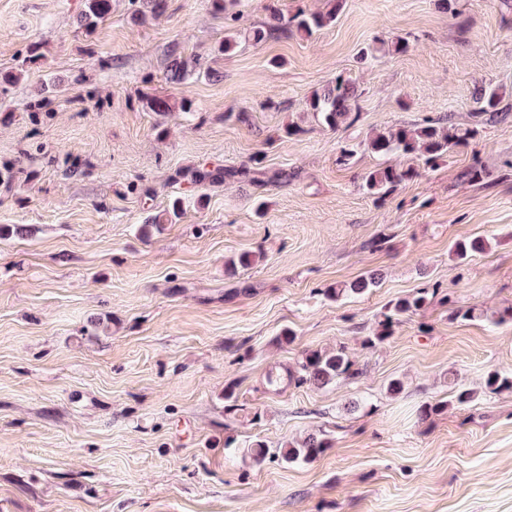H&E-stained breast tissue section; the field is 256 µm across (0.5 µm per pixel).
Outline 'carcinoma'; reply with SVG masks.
Instances as JSON below:
<instances>
[{
  "label": "carcinoma",
  "instance_id": "1",
  "mask_svg": "<svg viewBox=\"0 0 512 512\" xmlns=\"http://www.w3.org/2000/svg\"><path fill=\"white\" fill-rule=\"evenodd\" d=\"M166 0H141V5L136 10L133 19L144 23L164 12ZM343 8V0H329L326 11L306 13L300 11L292 17H285L278 10L273 9L270 18L273 27L287 29L295 28L307 36L315 31L336 22ZM111 10V0H84V8L80 14V26L89 31L102 23ZM268 33L264 27H255L245 32L232 30L224 37V42L219 50L224 53L231 52L241 44L263 42ZM407 50V44L401 39L385 40L377 39L374 44L363 51V57L374 56L377 53L393 54L403 53ZM170 72V80L181 83L188 77L200 74L203 64L195 57H182L173 55L167 65ZM357 98V88L352 79L343 74L337 75L322 91L315 92L306 102L307 111L320 119L331 129L341 126L347 128L354 126L360 118V114L354 111ZM503 92L498 88H484L479 97L480 107L478 111L471 113V120L465 125H457L452 122L442 125V122H433L429 119L421 124L411 127L399 126L385 131L377 132L368 138L351 145L345 146L337 161L341 164L350 163L360 151H370L378 155L397 153L407 160L408 165L392 166L380 164L370 170L363 177L362 189L370 196L383 198L392 193L398 186L410 181L419 175V167L434 168L439 161L448 157L450 153L461 147H466L475 140L482 129L498 121L506 119L508 112L501 107ZM146 107L156 113L188 112L189 104L172 102L168 96H147L144 98ZM262 159H252V165H243L233 169H214L209 171L193 170L190 172L192 181L219 183L234 178H248L261 173L258 165ZM463 178L473 184H479L487 178L488 171L479 161L473 162L462 172ZM491 248V241L487 238H473L470 240H458L453 244L452 253L460 261H465L475 253L484 252ZM379 286V277L372 273L365 275L348 285L338 284L324 290V294L331 300L339 301L348 296H360ZM448 306L452 319L475 320L484 318L494 324L512 321V306L502 310L488 313L474 306L457 307L451 296L439 295L437 288H419L411 294L399 296L390 300L384 310L377 316L376 326L372 335L364 340V346L375 349L387 342L395 332L404 315L414 314L429 304L435 298ZM362 375V370L349 356L344 347L339 346L334 350L322 351L318 349L302 352L295 366L287 367L281 373L267 375V386L279 389L280 386H296L311 384L318 387L343 381L353 382ZM485 390L491 394L512 390V372H504L498 369L487 373L484 382ZM448 408V402H425L419 407L418 419L428 422L443 410ZM332 447L331 439L327 432L318 429L301 440H287L278 449L277 455L288 463H308L324 454Z\"/></svg>",
  "mask_w": 512,
  "mask_h": 512
}]
</instances>
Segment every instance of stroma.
I'll return each instance as SVG.
<instances>
[{
	"mask_svg": "<svg viewBox=\"0 0 512 512\" xmlns=\"http://www.w3.org/2000/svg\"><path fill=\"white\" fill-rule=\"evenodd\" d=\"M82 6L0 0V71L23 73L0 87V225L26 227L0 238V512H512V392L482 390L489 369L512 370V323L453 320L435 302L363 345L391 299L435 283L460 306L512 305V117L380 200L360 187L376 155L337 161L392 126L468 123L484 87L512 110V0L452 13L344 0L313 35L278 30L226 54L211 0H167L142 25L131 0H112L91 32ZM273 6L289 17L325 0H241L238 29ZM377 36L408 49L359 63ZM173 50L207 74L170 83ZM340 73L361 119L333 131L305 103ZM148 95L191 109L163 119ZM253 157L252 184L188 177ZM475 157L490 176L473 185ZM282 170L291 179L273 181ZM175 201L177 217L144 232ZM381 236L388 248L372 250ZM476 237L491 250L452 259ZM244 254L257 263L239 266ZM368 272L370 293L323 296ZM286 328L296 339L278 344ZM339 344L356 382L267 386L303 350ZM452 372L472 404H451ZM435 401L448 409L418 422ZM318 428L333 446L315 461L251 463L253 441L275 449Z\"/></svg>",
	"mask_w": 512,
	"mask_h": 512,
	"instance_id": "35a3bbf8",
	"label": "stroma"
}]
</instances>
